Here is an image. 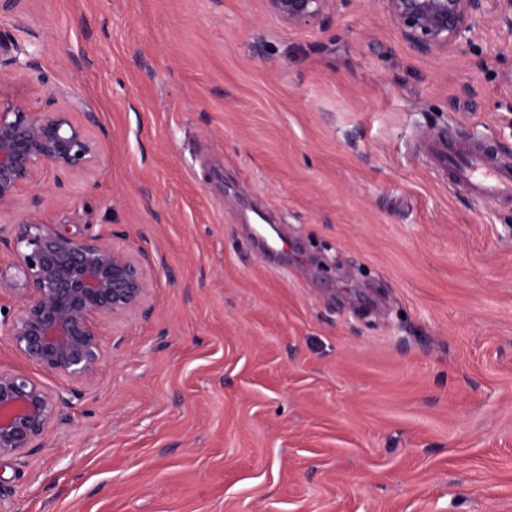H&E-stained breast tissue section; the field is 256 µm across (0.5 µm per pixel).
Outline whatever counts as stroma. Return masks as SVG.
Masks as SVG:
<instances>
[{"instance_id": "obj_1", "label": "stroma", "mask_w": 512, "mask_h": 512, "mask_svg": "<svg viewBox=\"0 0 512 512\" xmlns=\"http://www.w3.org/2000/svg\"><path fill=\"white\" fill-rule=\"evenodd\" d=\"M0 93L99 145L19 213L151 261L92 386L0 458V512H512V205L418 153L512 162V30L425 55L381 0H0ZM288 251L270 260L258 213ZM265 9L292 27L321 25L345 0H262ZM450 183L484 203L512 204V165L495 157L480 143L460 140L451 131L437 134L420 147Z\"/></svg>"}]
</instances>
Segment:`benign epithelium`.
<instances>
[{"label":"benign epithelium","instance_id":"obj_1","mask_svg":"<svg viewBox=\"0 0 512 512\" xmlns=\"http://www.w3.org/2000/svg\"><path fill=\"white\" fill-rule=\"evenodd\" d=\"M281 22L322 24L343 0H263ZM404 38L436 54L472 41L491 16L512 29V0H382ZM94 139L72 113L35 110L0 96V214L16 207L21 186L47 168L85 173ZM0 293L23 304L0 330L32 365L84 385L104 358L98 326L152 314L148 259L96 237L60 231L38 214L0 225ZM63 397L28 373L0 367V458L34 452L63 423Z\"/></svg>","mask_w":512,"mask_h":512}]
</instances>
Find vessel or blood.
I'll return each mask as SVG.
<instances>
[{"instance_id": "b4317fda", "label": "vessel or blood", "mask_w": 512, "mask_h": 512, "mask_svg": "<svg viewBox=\"0 0 512 512\" xmlns=\"http://www.w3.org/2000/svg\"><path fill=\"white\" fill-rule=\"evenodd\" d=\"M438 169L447 172L452 185L484 203L512 204V165L502 162L482 144L460 140L456 134H437L421 146Z\"/></svg>"}]
</instances>
